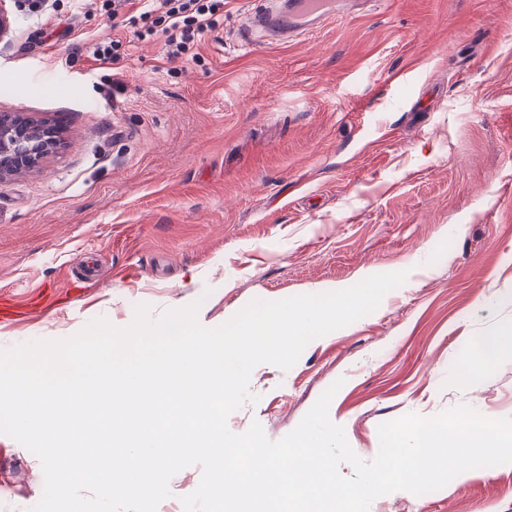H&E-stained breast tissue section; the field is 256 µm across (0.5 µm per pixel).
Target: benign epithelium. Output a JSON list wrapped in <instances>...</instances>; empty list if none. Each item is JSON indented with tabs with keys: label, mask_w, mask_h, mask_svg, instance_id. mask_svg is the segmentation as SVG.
Wrapping results in <instances>:
<instances>
[{
	"label": "benign epithelium",
	"mask_w": 512,
	"mask_h": 512,
	"mask_svg": "<svg viewBox=\"0 0 512 512\" xmlns=\"http://www.w3.org/2000/svg\"><path fill=\"white\" fill-rule=\"evenodd\" d=\"M60 141L57 128L30 122L20 115L0 114V183L15 176V166L35 168Z\"/></svg>",
	"instance_id": "1"
}]
</instances>
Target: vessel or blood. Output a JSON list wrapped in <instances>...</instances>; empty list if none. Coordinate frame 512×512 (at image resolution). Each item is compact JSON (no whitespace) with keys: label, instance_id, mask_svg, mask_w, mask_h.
Returning a JSON list of instances; mask_svg holds the SVG:
<instances>
[{"label":"vessel or blood","instance_id":"vessel-or-blood-1","mask_svg":"<svg viewBox=\"0 0 512 512\" xmlns=\"http://www.w3.org/2000/svg\"><path fill=\"white\" fill-rule=\"evenodd\" d=\"M369 0H262L247 17L250 30L262 32L266 41L284 43L296 35L319 28L338 14L359 13Z\"/></svg>","mask_w":512,"mask_h":512}]
</instances>
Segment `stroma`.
Wrapping results in <instances>:
<instances>
[{
    "mask_svg": "<svg viewBox=\"0 0 512 512\" xmlns=\"http://www.w3.org/2000/svg\"><path fill=\"white\" fill-rule=\"evenodd\" d=\"M254 0L171 62L102 0L13 8L0 113L61 119L64 148L0 183V349L122 327L201 301L213 328L254 300L408 271L371 314L254 368L228 418L293 431L333 383L331 421L365 461L381 423L465 403L512 419V354L462 377L512 328V0H383L277 46L241 30ZM123 44L124 85L88 45ZM36 455L0 433V512H30ZM370 512H512V464Z\"/></svg>",
    "mask_w": 512,
    "mask_h": 512,
    "instance_id": "35a3bbf8",
    "label": "stroma"
}]
</instances>
